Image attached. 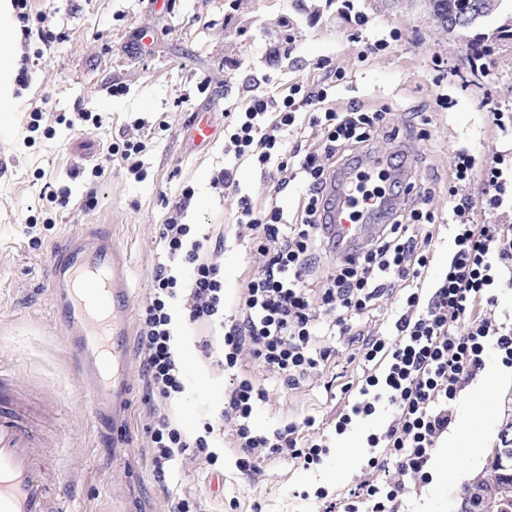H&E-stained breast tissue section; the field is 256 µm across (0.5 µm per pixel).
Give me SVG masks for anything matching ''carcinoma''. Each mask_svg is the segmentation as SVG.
<instances>
[{
  "label": "carcinoma",
  "instance_id": "1",
  "mask_svg": "<svg viewBox=\"0 0 512 512\" xmlns=\"http://www.w3.org/2000/svg\"><path fill=\"white\" fill-rule=\"evenodd\" d=\"M428 13L448 24V30L466 43L472 51L471 59L487 56L493 47L486 44L491 38L512 39V0H495L496 7L490 11L484 7L485 0H423ZM479 483L465 485L458 498L472 500L476 512L487 506L486 497L496 491L502 482V471L493 464L484 465Z\"/></svg>",
  "mask_w": 512,
  "mask_h": 512
}]
</instances>
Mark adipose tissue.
Returning <instances> with one entry per match:
<instances>
[{
	"label": "adipose tissue",
	"instance_id": "adipose-tissue-1",
	"mask_svg": "<svg viewBox=\"0 0 512 512\" xmlns=\"http://www.w3.org/2000/svg\"><path fill=\"white\" fill-rule=\"evenodd\" d=\"M11 0H0V123H7L12 99V79L15 69L13 58L5 48L12 38L10 17ZM506 378L505 370L492 366L485 373L484 384L468 398L460 400L459 425L448 440L447 448L434 461L441 478H453L458 465H473L480 461L486 444V431L482 424L480 407L486 397Z\"/></svg>",
	"mask_w": 512,
	"mask_h": 512
}]
</instances>
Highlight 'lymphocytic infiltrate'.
<instances>
[{
	"label": "lymphocytic infiltrate",
	"instance_id": "f902f5d3",
	"mask_svg": "<svg viewBox=\"0 0 512 512\" xmlns=\"http://www.w3.org/2000/svg\"><path fill=\"white\" fill-rule=\"evenodd\" d=\"M326 87L306 82L271 96L257 92L232 118L228 156L211 184L237 186L239 165L248 162L271 180L270 200L256 208L248 194L237 199L236 224L258 256L234 317L224 315V238L200 232L182 221L195 194L183 187L159 227L160 246L151 285L135 323L139 371L152 406L145 426L153 478L166 482L176 465L189 460L224 468L225 436L237 448L235 466L249 477L260 474L262 460L286 456L307 471H318L328 452L314 434L313 417L291 421L269 433L251 423L268 391L247 375L253 362L283 388L293 389L316 373L333 352L330 339L355 346L362 374L355 391L333 420L336 434L359 418L389 409L392 419L367 436L364 472L340 498L324 488L301 490L304 500L323 502L325 512H401L408 485L428 483L439 439L453 422L452 405L465 385L485 367L488 352L512 367V311L499 309L496 293L512 287V225L477 224L475 207L497 213L512 210V161L494 154L476 164L468 150L453 155L448 184V227L452 247L448 267L435 287H425L432 234L422 233L420 208L379 216V230L356 254L322 215L335 201L332 179L339 168L355 173L353 192L363 210L401 192L394 176L398 159L389 155L379 167H366L370 143L384 128L381 112L340 114L326 108ZM321 132V146L310 151L290 141L300 124ZM482 183L480 203L460 195V185ZM301 182L304 200L296 220L288 218V187ZM334 261L321 288L313 289L318 256ZM401 288V307L389 335L359 337L356 318L386 291ZM203 326L217 338L214 358L232 378L222 407L203 418L195 431L184 430L162 405L185 390L176 351L178 330Z\"/></svg>",
	"mask_w": 512,
	"mask_h": 512
}]
</instances>
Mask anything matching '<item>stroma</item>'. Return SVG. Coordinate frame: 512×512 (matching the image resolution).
Returning <instances> with one entry per match:
<instances>
[{
  "label": "stroma",
  "instance_id": "stroma-1",
  "mask_svg": "<svg viewBox=\"0 0 512 512\" xmlns=\"http://www.w3.org/2000/svg\"><path fill=\"white\" fill-rule=\"evenodd\" d=\"M344 0H33L28 20L13 18L11 54L26 83H14L15 108L0 125V372L15 375L33 404L49 399L53 408L43 427L51 460L61 471L68 512H168L175 494L191 491L203 512H305L294 490L315 484L341 494L351 486L367 454L351 452L350 437L366 438L389 422L388 412L355 421L335 434L331 421L344 401L343 385L361 374L352 350L337 344L317 375L293 390L279 391L257 365L249 372L263 380L269 399L253 415L255 430L268 433L291 420L314 417L329 453L318 473L288 458L265 461L259 481L235 467L234 448L224 449V475L200 465L180 467L167 486L157 484L146 455L144 427L148 406L137 361L128 366L129 408L122 436L112 445L111 425L94 424L91 404L52 314L43 274L50 248L85 224L111 233L130 257L129 285L135 303L145 299L156 259V238L169 205L184 186L195 195L184 221L203 232L224 235V313L235 314L240 295L257 264L245 241L236 237V189L250 193L256 207L268 202L271 181L241 165L238 188L211 186L224 163L226 115L239 111L252 89L271 95L300 80L327 82L336 70L346 80L331 85L326 101L336 112H384L389 134H376V153L408 149L417 189L428 190L424 207L433 234L430 264L424 271L435 285L448 265V180L456 149L476 158L512 150L483 105L492 98L512 112V44L495 46L483 72L469 71L464 43L449 38L418 8L387 5L386 0H355L366 27L342 15ZM397 30L386 51L364 55L374 34ZM51 41H44V33ZM123 94H111L110 85ZM455 99L439 106V95ZM42 118L27 132L32 110ZM87 120H80V113ZM206 113L215 128L205 146L193 144L191 124ZM144 121L136 136L146 145L142 176L112 158L107 147L134 120ZM102 177L90 173L93 165ZM81 168L71 178L73 168ZM69 189L67 205L50 194ZM36 219L33 232L27 220ZM41 239L32 245L31 236ZM207 330L182 337L187 354L181 366L185 392L169 408L181 427L195 431L201 418L221 406L229 379L203 347ZM477 471L463 468L454 478H433L410 488L408 512H424L435 495L441 512H454L456 493ZM237 509H230V500Z\"/></svg>",
  "mask_w": 512,
  "mask_h": 512
}]
</instances>
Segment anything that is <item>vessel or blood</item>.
<instances>
[{
	"mask_svg": "<svg viewBox=\"0 0 512 512\" xmlns=\"http://www.w3.org/2000/svg\"><path fill=\"white\" fill-rule=\"evenodd\" d=\"M347 172L336 177V206L324 216L347 245L365 232L351 218ZM129 258L111 236L77 230L54 245L45 276L62 339L74 353L95 421L121 434L128 410L126 337L133 304ZM0 374V512H65L32 434L33 413Z\"/></svg>",
	"mask_w": 512,
	"mask_h": 512,
	"instance_id": "b4317fda",
	"label": "vessel or blood"
}]
</instances>
